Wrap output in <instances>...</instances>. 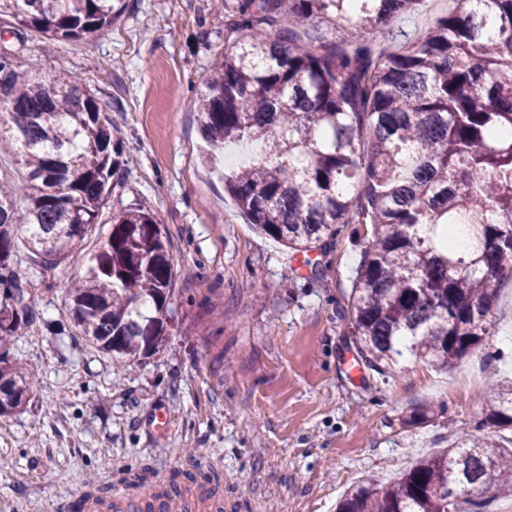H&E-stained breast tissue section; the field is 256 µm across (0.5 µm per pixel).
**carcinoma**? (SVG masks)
<instances>
[{
    "label": "carcinoma",
    "instance_id": "1",
    "mask_svg": "<svg viewBox=\"0 0 512 512\" xmlns=\"http://www.w3.org/2000/svg\"><path fill=\"white\" fill-rule=\"evenodd\" d=\"M420 0H230L224 52L196 93L213 144L260 142L224 188L262 233L293 252L324 250L368 224L347 294L358 357L385 372L408 353L448 369L489 333L499 286L512 281V0L458 7L394 50H376L390 22ZM114 0H0V19L59 41L112 27ZM116 132L77 78L33 80L0 46V151L27 169L0 173V408L21 407L32 372L10 361L34 321L13 256L19 233L45 266L61 264L97 223L112 191ZM464 226L466 252L451 232ZM175 286V256L156 216L128 210L67 290L80 336L134 360L156 349ZM483 428L512 427V384H491ZM489 496H448V480ZM171 481L132 512H164ZM512 496V450L465 432L393 482L360 486L337 512H489Z\"/></svg>",
    "mask_w": 512,
    "mask_h": 512
}]
</instances>
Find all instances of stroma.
I'll return each mask as SVG.
<instances>
[{
    "instance_id": "35a3bbf8",
    "label": "stroma",
    "mask_w": 512,
    "mask_h": 512,
    "mask_svg": "<svg viewBox=\"0 0 512 512\" xmlns=\"http://www.w3.org/2000/svg\"><path fill=\"white\" fill-rule=\"evenodd\" d=\"M116 4L109 31L48 54L32 35L20 54L33 79L75 75L122 141L112 196L71 257L47 267L15 247L35 321L9 357L35 380L0 417V512H60L94 485L137 494L189 471L219 480L226 512H336L362 482L447 448L450 431L480 434L489 377L512 381V283L479 352L452 368L406 356L391 374H354L345 309L358 237L299 258L202 161L193 100L224 48V0ZM454 7L423 0L392 28L415 38ZM126 210L158 217L177 265L158 349L121 365L75 336L66 290ZM421 408L428 418L413 420Z\"/></svg>"
}]
</instances>
